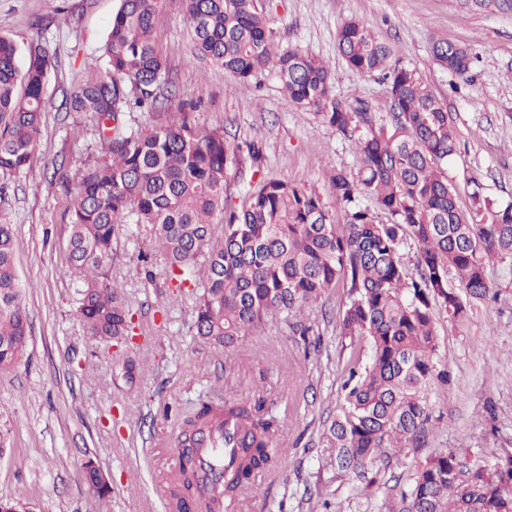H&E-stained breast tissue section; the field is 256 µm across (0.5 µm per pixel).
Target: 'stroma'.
<instances>
[{"mask_svg":"<svg viewBox=\"0 0 512 512\" xmlns=\"http://www.w3.org/2000/svg\"><path fill=\"white\" fill-rule=\"evenodd\" d=\"M119 6L120 0H0V35L23 48L41 35L57 52L32 169L5 180L30 333L17 363L0 371V499L25 500L32 512H168L157 487L176 462L185 412L202 395L221 401L257 391L284 417L276 446L286 468L259 480L236 512H380L440 448L495 472L512 456V272L500 266L491 271L497 300L475 305L463 324L437 314L436 361L448 381L431 391V429L420 448L370 488L335 474L322 446L342 382L344 341L335 321L344 293L306 311L308 335L268 321L238 345L215 349L196 334L193 300L169 288L166 256L141 234L120 237L111 275L139 325L135 381L127 383L121 358L87 333L78 314L64 252L65 212L77 188L52 177L55 164L79 166L94 141L91 121L66 112L63 93L102 66L100 48ZM265 7L281 48L329 61L338 97L380 105L385 84L348 69L337 50L343 21L365 23L453 113L461 151L448 161V179L461 208L471 209L476 189L500 205L512 203V12H469L461 0H265ZM154 36L174 97L195 102L196 123L258 147V158L244 157L226 176L235 196L245 195L258 172L315 192L336 223H345L329 174L356 172L351 142L299 111L273 79L232 87L221 67L197 54L182 0H166ZM438 37L470 49L469 81L433 65ZM90 459L109 480L106 498L82 478Z\"/></svg>","mask_w":512,"mask_h":512,"instance_id":"stroma-1","label":"stroma"}]
</instances>
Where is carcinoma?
Wrapping results in <instances>:
<instances>
[{"instance_id": "cac0c4a2", "label": "carcinoma", "mask_w": 512, "mask_h": 512, "mask_svg": "<svg viewBox=\"0 0 512 512\" xmlns=\"http://www.w3.org/2000/svg\"><path fill=\"white\" fill-rule=\"evenodd\" d=\"M199 53L236 84L268 74L303 112L350 141L357 173L342 169L330 188L347 217L337 224L319 195L265 175L241 203L228 192L226 173L255 147L229 143L219 130L197 126L168 100L167 62L154 29L164 0H121L102 47L104 68L68 91L69 111L91 119L97 155L64 172L78 194L68 209L67 274L78 279V311L88 333L124 350L134 334L133 313L112 281L113 245L136 224L168 259L167 280L193 298L196 334L215 348L234 346L268 317L283 316L293 333L309 328L304 309L338 288L348 302L336 331L350 339L341 400L323 431L339 475L373 484L386 463L401 459L426 436L437 370L434 315L464 323L472 307L497 296L490 270L512 271V205L474 198L461 209L448 181V159L459 133L453 114L420 73L393 59L392 49L359 20L343 22L338 51L347 67L379 73L388 83L387 115L361 98L333 90L331 67L271 39L262 0H184ZM56 53L33 41L28 62L0 36V175L30 167L46 110L44 82ZM432 62L468 78V47L432 41ZM154 121L142 125L137 113ZM223 225L214 239L212 225ZM14 227L0 222V370L22 354L29 331L14 249ZM416 247L415 270L401 250ZM363 339L368 357L355 346ZM241 421L234 463L224 468V510L233 512L257 470L277 471L282 457L274 436L282 420L263 395L201 399L183 424L201 432L215 421ZM208 480L194 456L175 473L169 512H187L184 489ZM384 512H512V457L497 476L469 466L444 449L421 463Z\"/></svg>"}]
</instances>
